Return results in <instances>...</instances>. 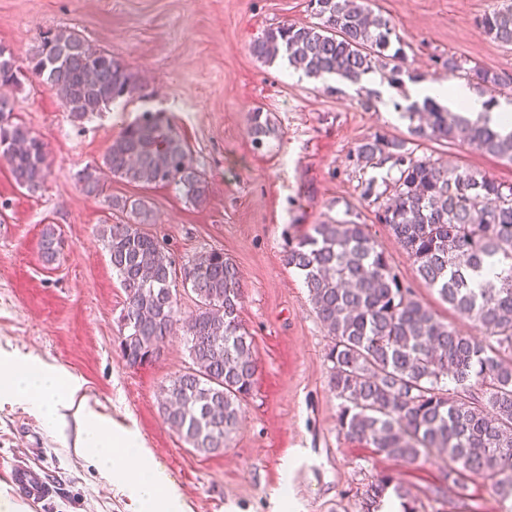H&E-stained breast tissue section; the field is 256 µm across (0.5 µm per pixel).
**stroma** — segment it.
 Listing matches in <instances>:
<instances>
[{
	"label": "stroma",
	"mask_w": 512,
	"mask_h": 512,
	"mask_svg": "<svg viewBox=\"0 0 512 512\" xmlns=\"http://www.w3.org/2000/svg\"><path fill=\"white\" fill-rule=\"evenodd\" d=\"M497 0H369L390 19L411 70L445 81V62L512 75V46L487 38L475 20ZM308 0H0V43L26 58L47 29L75 31L124 61L141 90L124 109L72 122L57 97L36 80L12 90L14 111L45 143L44 189L20 190L0 162V357L22 355L63 371L79 384L74 408L56 425L38 409L0 396V492L22 512H137L125 484L102 474L75 446L77 405L132 433L175 487L183 512H362L364 491L379 474H399L420 512H512L483 479L457 493L437 456L411 465L377 454L341 430V401L329 385L331 339L318 322L300 273L284 254L311 225H366L418 299L465 332L437 292L417 277L412 260L365 196L385 189L391 162L361 167L356 150L382 136L405 141L415 156H432L512 183V163L462 143L418 139L396 105L404 89L380 81L372 107L357 86L314 79L287 59L265 62L250 46L267 29L309 25ZM172 117L206 177L207 201L196 205L172 186L142 187L107 175L96 194L74 175L101 161L108 146L142 109ZM267 113L278 138L255 148L254 111ZM142 198L152 223L141 230L163 239L175 269L195 256L223 251L236 264L244 299L240 320L253 338L257 373L241 404V423L224 452H195L163 421L160 390L188 363L182 330L159 354L128 367L119 350L126 307L102 240L114 223L115 198ZM63 240L58 261L41 259L45 225ZM42 468L52 498L32 507L11 488L16 460Z\"/></svg>",
	"instance_id": "stroma-1"
}]
</instances>
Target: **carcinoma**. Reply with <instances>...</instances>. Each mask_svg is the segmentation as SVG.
I'll return each instance as SVG.
<instances>
[{"instance_id":"obj_1","label":"carcinoma","mask_w":512,"mask_h":512,"mask_svg":"<svg viewBox=\"0 0 512 512\" xmlns=\"http://www.w3.org/2000/svg\"><path fill=\"white\" fill-rule=\"evenodd\" d=\"M310 5L319 22L271 28L253 42L252 54L264 61L283 55L311 77L335 75L354 85L386 68L391 85L403 84L404 53L392 48L395 30L388 19L371 16L364 0ZM476 25L512 46V0L478 17ZM27 73L56 95L74 122L125 104L139 91L126 64L67 29L45 32L24 65L0 45V85L19 88ZM469 77L481 89L506 85L503 76L476 66ZM406 114L418 121L410 129L414 136L461 141L512 163V130H495L481 116L472 120L429 98L409 104ZM249 135L262 146L276 129L256 111ZM377 158L393 161L398 172L381 205L389 233L419 279L482 336L462 333L422 303L365 225H312L288 247L285 263L303 276L313 311L332 339L329 382L344 401L339 426L397 461L444 456L448 481L457 489L481 478L512 499V183L415 157L405 142L380 136L357 149L361 163ZM0 160L19 188L31 194L43 188L45 144L14 115L8 97H0ZM104 168L132 184L173 185L197 205L207 200L208 182L163 112L146 110L129 122L102 163L86 165L76 180L96 193ZM111 207L126 215L108 225L103 238L126 294L119 347L134 367L156 357L173 333L178 289L167 248L139 228L152 218L146 201L115 198ZM61 244L55 226L46 225L44 264L58 260ZM182 287L195 304L183 325L190 363L164 388L161 412L194 451L219 454L239 424L257 372L252 337L239 321L241 278L224 252L211 250L191 260ZM389 491L403 512H418L410 490L390 474L367 485L365 508L379 507Z\"/></svg>"}]
</instances>
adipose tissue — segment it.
<instances>
[{
	"label": "adipose tissue",
	"mask_w": 512,
	"mask_h": 512,
	"mask_svg": "<svg viewBox=\"0 0 512 512\" xmlns=\"http://www.w3.org/2000/svg\"><path fill=\"white\" fill-rule=\"evenodd\" d=\"M415 93L456 111L485 115L494 129H512V108L488 106L485 98L465 82H426L418 85ZM3 393L18 403L44 409L52 419L60 409L72 404L75 395L60 371L28 364L23 357L9 365L0 364V394ZM78 423V448L89 452L107 474L129 476L130 491L140 512H182L179 495L165 474L153 466L146 449L135 447L133 440L113 433L95 413L83 414Z\"/></svg>",
	"instance_id": "1"
}]
</instances>
